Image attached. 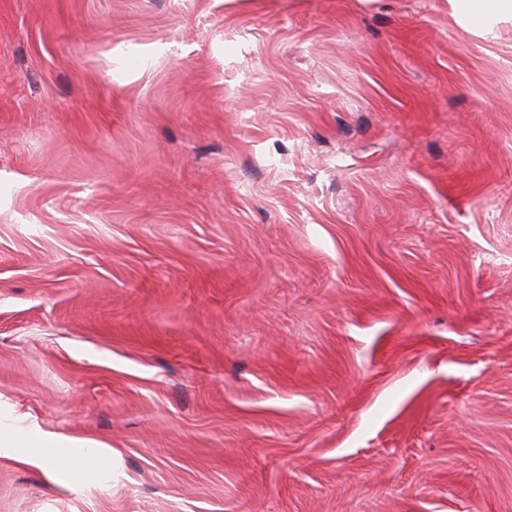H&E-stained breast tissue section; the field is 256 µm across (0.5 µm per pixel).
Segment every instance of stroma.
Wrapping results in <instances>:
<instances>
[{"instance_id": "1", "label": "stroma", "mask_w": 512, "mask_h": 512, "mask_svg": "<svg viewBox=\"0 0 512 512\" xmlns=\"http://www.w3.org/2000/svg\"><path fill=\"white\" fill-rule=\"evenodd\" d=\"M0 512H512V22L0 0ZM12 443H22L26 445L24 448H43L47 444H53L57 447H64L61 437L45 436L39 428H21L17 427L13 432L4 435L1 430L0 447L14 448ZM97 452L90 449L83 456L66 455L61 456L58 453H39L29 456L25 462L38 467L44 471H60L63 469H74L86 465L93 459L96 460Z\"/></svg>"}]
</instances>
